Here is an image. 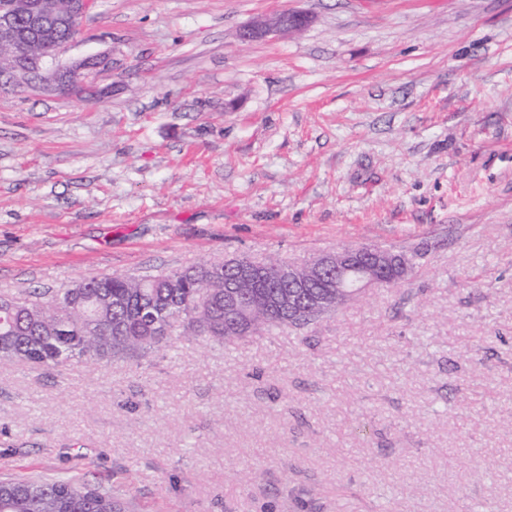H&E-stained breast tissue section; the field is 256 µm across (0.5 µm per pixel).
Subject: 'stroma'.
Segmentation results:
<instances>
[{
	"mask_svg": "<svg viewBox=\"0 0 512 512\" xmlns=\"http://www.w3.org/2000/svg\"><path fill=\"white\" fill-rule=\"evenodd\" d=\"M301 30L242 42L283 11ZM0 90V294L421 252L310 329L0 365V481L131 512H512V0H95ZM72 33L73 30L69 24L52 15H47L44 27L39 30L28 28L24 22L18 24L15 40L19 52L44 55L50 54L56 47L51 55L39 59V78L34 86L43 89L52 88L62 93L67 92L72 85L78 84L91 85L98 89V79L108 68L104 58L87 57L69 66L58 64L59 56L76 36L62 39L71 36ZM60 40L62 41L59 42ZM92 58H97L100 62L94 68L88 66L89 60Z\"/></svg>",
	"mask_w": 512,
	"mask_h": 512,
	"instance_id": "1",
	"label": "stroma"
}]
</instances>
